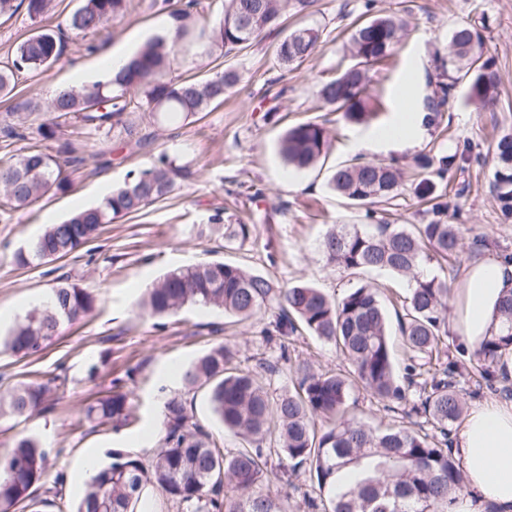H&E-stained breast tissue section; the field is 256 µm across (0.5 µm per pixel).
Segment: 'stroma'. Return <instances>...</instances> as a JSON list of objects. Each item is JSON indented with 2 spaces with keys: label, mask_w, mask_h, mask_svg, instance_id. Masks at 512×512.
I'll use <instances>...</instances> for the list:
<instances>
[{
  "label": "stroma",
  "mask_w": 512,
  "mask_h": 512,
  "mask_svg": "<svg viewBox=\"0 0 512 512\" xmlns=\"http://www.w3.org/2000/svg\"><path fill=\"white\" fill-rule=\"evenodd\" d=\"M81 0H55L41 20L25 9L0 16V61L30 34L52 29L63 35V54L45 73L24 72L8 97H0V115L20 109L27 100L48 101L53 91L72 87L71 70L92 61L100 48L119 44L149 29L164 15L154 0H133L126 15L107 22L97 32L74 35L66 19ZM392 16L406 24L403 38L387 62L366 75L368 93L382 104L368 122L352 124L341 113L320 103L315 88L343 72L353 62L350 34L363 13ZM476 24L483 60L499 79V95L478 108L466 99L467 79L449 70L454 57L450 35L454 28ZM318 26L323 37L315 54L300 64L284 66L272 53V33L258 45L235 56L206 53L179 57L175 78L198 80L224 67L239 74L224 103L202 116L176 126L155 124L147 114H131L133 139L120 144L103 134L82 136L85 166L74 174L66 192L43 199L20 212H0V327L8 328L34 307L57 281L68 277L92 292L97 310L81 322L64 326L60 335L37 355L18 358L0 354V386L19 381L49 385L51 408L36 417L0 420V454L18 435L37 436L49 456V467L35 496L41 512H74L89 475L82 467L85 454L107 464L111 454L124 451L150 461L163 437V405L167 391L180 386L179 370L212 346L230 342L241 367L254 368L262 358L278 356L277 342L266 340L263 329L271 313L246 322L213 307L188 305L158 320L139 308L147 288L166 272L213 261L242 264L274 276L280 284H309L342 298L349 289L373 283L395 299H404V277L384 272L353 275L328 264L319 249L333 224H360L362 209L348 206L327 185L328 170L355 158L393 163L413 172L420 153H445L471 142L483 161L467 172L449 173V223L463 235L461 265L476 258L512 253V222H504L492 185L490 156L497 138L512 132V0H317L309 13L289 16L286 31ZM456 78V92L437 124L429 125L422 141L401 150H355L353 143L367 132L392 122L411 103L427 106L437 82ZM282 97H275V89ZM323 124L329 143L323 166L290 171L279 153L284 132L300 122ZM147 147H138L139 139ZM118 151L112 165L103 167L97 154ZM188 166L192 176L168 196L144 211L104 225L100 236L66 258L25 267L14 255L27 247L47 225L70 212L100 204L103 188L122 185L130 172L150 167L159 154ZM260 195H253V188ZM227 213L251 224L244 245L226 244L212 228L215 214ZM488 244L476 246L477 237ZM120 384L132 398L133 418L120 429L98 426L87 419L86 406ZM353 416L373 427L394 425L423 428L422 418L407 417L400 404L382 401L362 391L349 400ZM271 469L273 484L288 512H308L303 504L313 489L304 476L286 473L279 458Z\"/></svg>",
  "instance_id": "obj_1"
}]
</instances>
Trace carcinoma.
I'll return each mask as SVG.
<instances>
[{"mask_svg": "<svg viewBox=\"0 0 512 512\" xmlns=\"http://www.w3.org/2000/svg\"><path fill=\"white\" fill-rule=\"evenodd\" d=\"M53 0H0V15L25 7L32 19L43 17ZM222 14L209 31L195 27L201 0H178L163 8L175 25L168 41L148 40L127 61L115 79L79 90H64L47 104L49 118L36 127L34 142L21 152L0 157V211L24 210L45 197L63 192L71 181L66 169L77 171L84 158L66 138L69 128L89 133L128 129L127 116L146 112L160 125L174 126L224 101L238 74L225 69L202 80H167L175 57L203 40L210 50L228 55L251 48L265 34L279 30L284 15L306 13L315 0H222ZM130 0H82L66 20L76 35L99 30L108 20L127 12ZM404 24L390 17L359 21L350 36L356 63L336 78L321 83L317 95L343 118L361 124L375 115L378 103H369L365 69L381 64L399 43ZM315 27L297 29L276 46L281 65L302 63L321 39ZM458 68L468 76L466 98L489 101L496 76L481 61L480 34L471 24L451 32ZM61 54V39L49 29L34 32L20 42L10 60L0 66V94L9 95L21 70H49ZM456 80L436 85L427 123L438 119L454 96ZM28 115L8 112L0 121L4 136L28 139ZM328 143V131L315 122L289 128L280 142V154L294 171L315 166ZM472 159V145L451 154H419L414 158L417 178L412 193L429 205L425 224H394L384 206L403 195V179L394 164L373 161L337 166L329 187L348 204L366 208L368 224H335L320 241L329 264L352 274L371 271L408 278L409 293L396 312L398 328L410 353L405 376L397 374L388 329V312L378 286L351 289L341 299L320 289L298 284L282 288L270 276L246 266L215 261L166 273L141 303L152 316H166L187 304L224 309L248 321L270 310L273 320L263 329L268 340L280 341L279 360L261 362V372L275 377L280 364L292 369L295 382L284 390L262 386L258 372L235 365L237 351L227 343L213 346L181 371V390L164 402L165 435L149 464L117 451L101 468L89 464L92 474L75 512H134L143 490L155 488L162 501L175 502L182 512H286L270 488L268 458L281 455L293 474L309 477L311 487L324 498L323 512H448L451 500L465 492L463 465L453 452L450 426L459 421L463 404L457 385L468 375L478 387L512 396V290L497 308L498 330L471 353L464 373L453 361H444L442 338L448 336L444 314L453 273L441 278L430 273L432 262L448 263L461 249L460 231L444 221L437 202L439 183L449 171L463 172ZM493 187L504 219H512V133L501 135L494 153ZM187 167L161 154L155 163L132 174L103 204L73 211L65 220L49 224L17 262H51L92 242L105 224L118 216L137 214L165 199ZM252 225H224V240L244 244ZM98 306L95 295L63 278L51 289L48 302L28 311L6 333L0 350L22 358L50 344L65 324H74ZM313 336L333 346L348 363L338 372H317L306 362L292 363L289 345ZM363 389L383 401H403L414 390L411 411L431 425L433 433L401 426L376 429L350 415L351 391ZM203 389L212 416L224 430L248 446L226 453L209 434L192 422L184 392ZM48 389L36 383L9 385L0 391V418H30L46 410ZM130 393L114 389L86 408L89 420L124 424L130 416ZM48 452L30 435L17 438L0 457V512H15L21 503L37 504L36 486L45 477Z\"/></svg>", "mask_w": 512, "mask_h": 512, "instance_id": "carcinoma-1", "label": "carcinoma"}]
</instances>
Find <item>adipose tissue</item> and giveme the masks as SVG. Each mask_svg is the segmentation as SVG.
I'll return each mask as SVG.
<instances>
[{
	"label": "adipose tissue",
	"instance_id": "ef3b65f1",
	"mask_svg": "<svg viewBox=\"0 0 512 512\" xmlns=\"http://www.w3.org/2000/svg\"><path fill=\"white\" fill-rule=\"evenodd\" d=\"M133 43L105 46L95 65L72 73L76 82L114 79L132 56ZM512 287V264L488 256L472 261L459 284L462 312L453 330L464 345L478 346L495 325L494 310L506 288ZM454 452L463 462L467 493L448 512H475L473 500L512 512V404L492 399L473 407L462 420Z\"/></svg>",
	"mask_w": 512,
	"mask_h": 512
}]
</instances>
